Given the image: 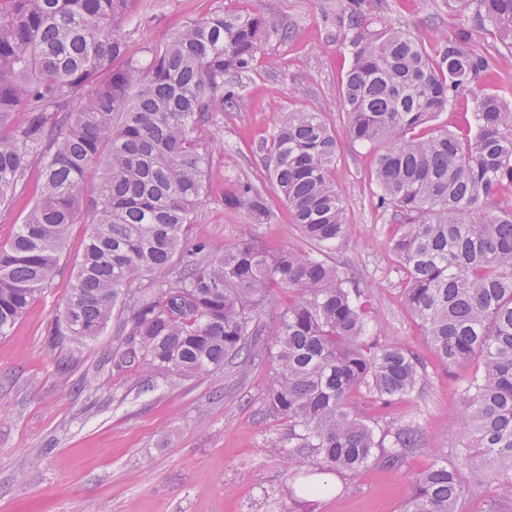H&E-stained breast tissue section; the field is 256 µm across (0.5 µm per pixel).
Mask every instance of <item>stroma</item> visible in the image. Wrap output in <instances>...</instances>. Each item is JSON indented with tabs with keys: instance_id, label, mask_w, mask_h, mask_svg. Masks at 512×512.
<instances>
[{
	"instance_id": "stroma-1",
	"label": "stroma",
	"mask_w": 512,
	"mask_h": 512,
	"mask_svg": "<svg viewBox=\"0 0 512 512\" xmlns=\"http://www.w3.org/2000/svg\"><path fill=\"white\" fill-rule=\"evenodd\" d=\"M375 29L397 27L435 52L444 32H470L491 63L486 87L512 103V62L492 30L472 31L465 11L446 0H363ZM234 10L279 19L284 41L265 46L252 70L225 76L238 96L233 108L213 113L210 131L223 152L206 155L208 194L191 226L218 250L233 247L241 210L224 196L251 182L265 195L272 218L254 226L273 248H306L288 208L270 181L264 144L280 113L315 112L336 132L346 126L341 86L351 57L341 46L345 0H140L148 20L133 30L128 54L144 57L165 28ZM337 159L347 234L336 259L353 261L371 286L370 308L380 341L399 344L424 366L419 391L396 405L399 423L422 434V449L402 470L367 469L361 476L316 471L328 495L288 498V469L268 446L288 437V425L263 415L264 390L274 372L263 357L242 373L168 380L138 365L113 366L122 338L109 322L97 339L53 349L47 331L70 288L74 261L90 231L71 225L58 271L47 288L0 338V512H403L415 473L433 459L455 460L468 432L456 411V391L477 361L450 368L434 354L398 287L401 267L390 251V226L377 209L376 152L342 139ZM31 168L9 207H0V245L12 238L40 194ZM67 363L58 374V363Z\"/></svg>"
}]
</instances>
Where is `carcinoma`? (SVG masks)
<instances>
[{
	"label": "carcinoma",
	"mask_w": 512,
	"mask_h": 512,
	"mask_svg": "<svg viewBox=\"0 0 512 512\" xmlns=\"http://www.w3.org/2000/svg\"><path fill=\"white\" fill-rule=\"evenodd\" d=\"M348 0L342 45L352 66L341 88L347 135L377 146V208L389 216L405 302L436 356L482 368L459 391V414L485 462L512 470V106L482 87L489 64L469 35L446 33L436 55L397 29L371 28ZM473 27L492 28L512 53V0H448ZM138 0H0V204L33 166L38 200L0 247V336L57 270L69 228L92 224L48 344L101 335L120 307L119 362L190 378L266 354L259 310L276 305L275 369L265 414L288 423L270 451L288 460V495L316 465L358 475L399 469L422 435L395 426L394 407L424 382L405 348L369 333L358 270L327 254L346 233L336 180L338 142L315 112L281 114L267 159L293 224L313 250L272 249L251 231L271 215L261 190L224 195L245 210L235 246L219 253L189 235L206 195L200 150L210 115L236 101L224 76L251 70L262 46L288 38L281 23L224 10L165 33L143 64L127 55L119 20ZM472 95L471 135H421L458 96ZM101 167L97 198L81 185ZM157 278L142 283L144 274ZM374 405L365 414L352 395ZM471 463L434 461L415 474L405 512H460L473 495ZM512 477L478 512H506Z\"/></svg>",
	"instance_id": "cac0c4a2"
}]
</instances>
